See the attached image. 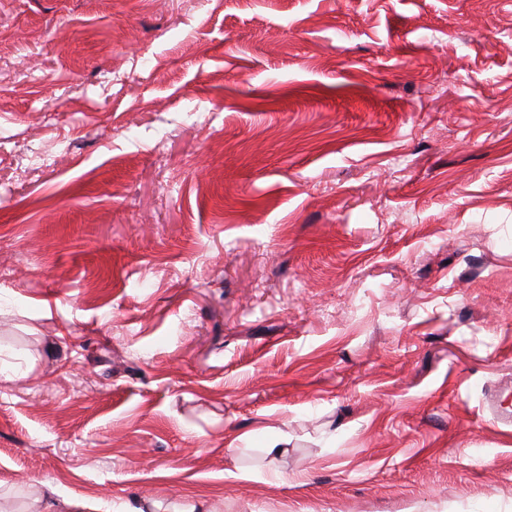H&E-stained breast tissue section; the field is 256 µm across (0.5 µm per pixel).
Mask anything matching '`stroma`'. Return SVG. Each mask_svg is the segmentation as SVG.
<instances>
[{
	"label": "stroma",
	"mask_w": 512,
	"mask_h": 512,
	"mask_svg": "<svg viewBox=\"0 0 512 512\" xmlns=\"http://www.w3.org/2000/svg\"><path fill=\"white\" fill-rule=\"evenodd\" d=\"M0 295L6 512H512V0H0ZM42 487L44 492L38 499L42 504L41 512H82L97 511L101 508L73 494L62 496L50 485L42 484Z\"/></svg>",
	"instance_id": "1"
}]
</instances>
